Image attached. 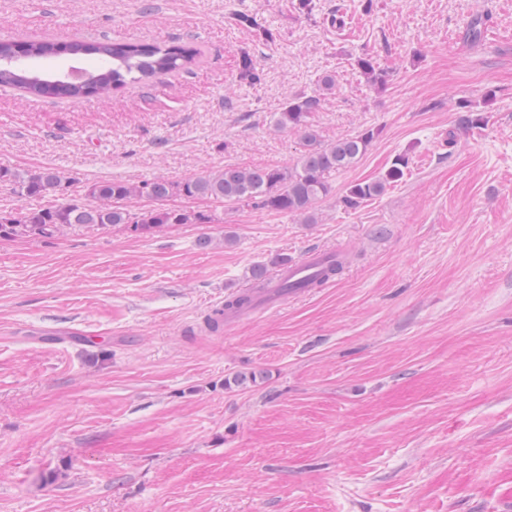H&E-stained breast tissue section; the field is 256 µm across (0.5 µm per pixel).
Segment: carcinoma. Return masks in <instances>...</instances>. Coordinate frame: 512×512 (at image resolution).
<instances>
[{"label": "carcinoma", "instance_id": "cac0c4a2", "mask_svg": "<svg viewBox=\"0 0 512 512\" xmlns=\"http://www.w3.org/2000/svg\"><path fill=\"white\" fill-rule=\"evenodd\" d=\"M21 50L45 58L62 52L75 58L94 54L100 65L94 71H84L80 80L51 81L43 72L8 64ZM198 54V49L182 45L82 40L60 45L49 39L0 41V86L14 87L38 97L107 99L112 91L127 84L185 71ZM355 66L368 83L386 85L388 72L373 57L359 56ZM238 76L246 81L257 79L255 64L247 54L239 59ZM321 106V95L303 93L288 97L280 111L274 113V126L299 138L300 154L291 167H228L181 182L93 181L86 186L84 202L73 200L25 211H0V238H52L76 226H123L133 233H149L170 224L214 223L215 218L199 212L162 206L135 212L122 206V202L132 198L160 203L174 195L223 204L251 202L269 211L300 215L305 223L313 224L316 205L331 191L328 175L355 164L367 153L375 137L374 130L368 129L332 144H322L311 121L312 114L320 111ZM407 168L408 159L396 158L383 176L350 185L339 198L340 206L355 210L364 202L382 196L391 184L403 179ZM0 186L18 196L59 197L67 193L69 180L53 168L20 172L0 166Z\"/></svg>", "mask_w": 512, "mask_h": 512}]
</instances>
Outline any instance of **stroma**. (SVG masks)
<instances>
[{"label": "stroma", "instance_id": "obj_1", "mask_svg": "<svg viewBox=\"0 0 512 512\" xmlns=\"http://www.w3.org/2000/svg\"><path fill=\"white\" fill-rule=\"evenodd\" d=\"M295 2L0 0L2 40L67 28L202 51L108 101L0 87V166L63 172L67 200L94 180L291 166L298 140L272 115L327 73L322 143L377 132L329 176L314 224L172 196L218 223L0 239V512H502L512 499V0H315L309 17ZM241 12L276 40L237 25ZM362 54L388 70L384 88L354 66ZM461 103L477 127L457 126ZM401 155L402 181L340 207ZM313 248L348 252L334 282L187 333L249 287L250 267ZM251 371L256 383L225 388Z\"/></svg>", "mask_w": 512, "mask_h": 512}]
</instances>
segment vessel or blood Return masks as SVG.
<instances>
[{
  "instance_id": "1",
  "label": "vessel or blood",
  "mask_w": 512,
  "mask_h": 512,
  "mask_svg": "<svg viewBox=\"0 0 512 512\" xmlns=\"http://www.w3.org/2000/svg\"><path fill=\"white\" fill-rule=\"evenodd\" d=\"M335 261V250L314 249L300 261L279 269L276 275L264 279L262 288L254 292L248 307L228 313L225 312L223 303L219 302L213 305L212 310L225 314L227 322L230 323L256 317L277 307L285 294H307L311 281L333 266Z\"/></svg>"
}]
</instances>
